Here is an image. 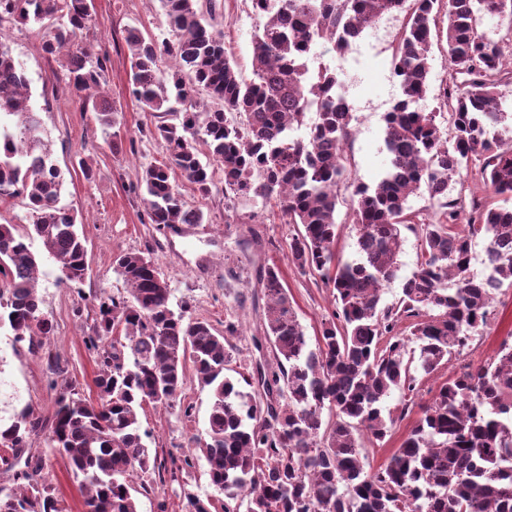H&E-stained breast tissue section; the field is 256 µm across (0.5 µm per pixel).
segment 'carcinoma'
Instances as JSON below:
<instances>
[{
	"instance_id": "carcinoma-1",
	"label": "carcinoma",
	"mask_w": 512,
	"mask_h": 512,
	"mask_svg": "<svg viewBox=\"0 0 512 512\" xmlns=\"http://www.w3.org/2000/svg\"><path fill=\"white\" fill-rule=\"evenodd\" d=\"M264 22L253 38V75L242 79L223 34L205 16L214 0H162L165 32L126 29L131 92L158 118L149 134L165 144L168 162L143 167L138 189L148 223L164 230L201 224L186 205L173 170L200 196L213 173L197 144L224 173V208L241 196L275 202L298 226L288 243L295 268L332 288L336 309L310 344L282 272L265 269L263 335L276 367L256 364L240 380L233 370L238 325L218 333L188 304L174 310L156 262L122 252L115 272L128 296L99 299L94 335L97 401L68 384L46 438L85 494L88 512H138L144 477L172 482L192 459L151 454L138 410L168 407L187 370L209 389L206 438L200 451L210 483L224 492L223 512H512V343L492 359L450 376L403 436L384 468L363 465L364 440L379 444L394 418L385 402L398 390L419 392L416 373L435 375L450 356L485 330L489 307L512 282V107L498 87L512 78V58L479 30L485 18H512V0H252ZM92 0H0V23L38 27L42 49L67 50L68 88L105 129L116 111L89 91L99 86L106 55L91 52L83 32ZM405 11L392 73L401 98L384 117L389 162L373 186L350 181L345 144L353 114L336 109L343 86L325 66L312 68L321 41L346 53L352 36L385 13ZM445 39L450 80L436 107L427 97L433 36ZM241 120L230 121L229 113ZM316 114L313 123L308 113ZM448 114L450 134L437 117ZM0 202L20 198L26 231L0 222V328L14 343L45 336L51 324L35 291L39 261L27 240L40 241L62 280L81 283L87 250L76 216L62 203L63 181L30 105L28 80L8 40L0 37ZM476 171L484 197L448 196L453 178ZM352 188L356 257L336 256L341 187ZM427 194L436 217L422 222L409 200ZM414 233L420 258L399 299L382 303L398 269L401 228ZM485 241L488 274H468L472 240ZM415 347H409V344ZM44 429L31 411L0 429V464L15 470L0 492V512H60L42 472L45 460L26 453ZM141 479L136 483L135 479Z\"/></svg>"
}]
</instances>
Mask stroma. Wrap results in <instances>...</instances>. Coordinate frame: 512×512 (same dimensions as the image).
<instances>
[{"label":"stroma","instance_id":"1","mask_svg":"<svg viewBox=\"0 0 512 512\" xmlns=\"http://www.w3.org/2000/svg\"><path fill=\"white\" fill-rule=\"evenodd\" d=\"M164 17L160 0H93L92 22L84 41L107 57L102 91L117 112L114 129L106 130L93 112L84 110L79 98L63 92L64 71L58 59L46 56L36 28L13 23L0 25V36L10 41L29 80L31 103L38 111L52 156L63 176V200L81 216L80 232L86 240L88 272L81 284L60 280L58 266L40 263L37 293L52 331L41 337L38 347L14 344L0 333V420L10 421L22 410L51 422L60 388L74 384L89 400H96L94 379L97 365L85 340L96 323L94 300L99 296L122 297L126 285L113 270L121 252L150 250L170 285L172 307L190 304L193 316L207 320L223 331L225 317L242 325L235 337L236 369L272 360L271 351H257L254 336L260 335L265 297L260 274L278 266L295 301L298 318L308 336H316L322 320L331 317L335 303L332 291L319 275L302 273L288 260V242L294 225L284 223L273 204L256 197L237 199L233 211L224 209V175L213 174L214 185L207 198H200L192 185L180 182L186 202L201 208L205 221L183 224L178 231L158 233L147 224L136 191L142 165L166 160L160 140L149 137L144 127L154 124L152 114L142 111L130 93L129 53L125 30L137 27L158 32ZM261 20L252 0H218L214 26L223 32L239 74L252 79V40ZM393 39L366 37L354 43L347 54L322 42L317 52L334 70L354 104L353 136L348 143L350 177L354 183L374 185L387 164L384 149V116L401 95L391 71ZM120 135V148H113V135ZM94 176L85 179L82 165ZM512 332V288L502 287L490 308L489 325L461 354L453 355L437 376L424 379L417 405L396 420L383 445H366L365 461L371 469L385 465L403 435L421 414V407L434 395L441 380L468 364L493 358L500 343ZM193 405L192 417L183 408ZM210 407L208 389L194 375H187L183 394L172 406L145 407L139 413L141 426L150 432L147 444L158 456L194 454L195 465L183 471L178 481L157 486L139 497V512H158L166 502L168 512H186V493L211 499L212 512H222L224 499L209 483L203 456L195 455L194 441L205 434ZM30 453L46 458V479L61 512H86L84 495L61 458L49 455L43 438H31Z\"/></svg>","mask_w":512,"mask_h":512}]
</instances>
